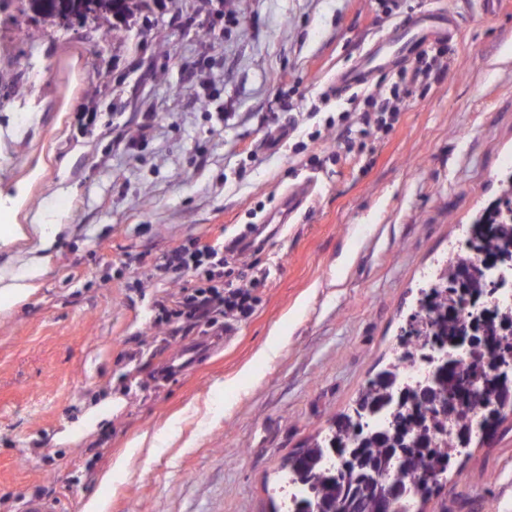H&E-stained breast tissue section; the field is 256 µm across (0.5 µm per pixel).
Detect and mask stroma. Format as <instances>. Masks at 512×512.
Here are the masks:
<instances>
[{
	"label": "stroma",
	"mask_w": 512,
	"mask_h": 512,
	"mask_svg": "<svg viewBox=\"0 0 512 512\" xmlns=\"http://www.w3.org/2000/svg\"><path fill=\"white\" fill-rule=\"evenodd\" d=\"M433 9L459 26L431 43L443 74L333 157L363 115L326 87ZM128 24L105 40L0 0V276L45 268L0 309V512L41 487L60 512H283L284 465L393 362L421 288L512 175V0H158ZM303 183L262 251L224 255L265 273L252 313L169 335L159 303L191 281L155 274L173 244L232 241ZM187 348L197 364L169 369ZM143 433L155 447L113 476ZM420 512H512V411Z\"/></svg>",
	"instance_id": "stroma-1"
}]
</instances>
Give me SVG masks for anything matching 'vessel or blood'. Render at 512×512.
I'll return each instance as SVG.
<instances>
[{
  "label": "vessel or blood",
  "mask_w": 512,
  "mask_h": 512,
  "mask_svg": "<svg viewBox=\"0 0 512 512\" xmlns=\"http://www.w3.org/2000/svg\"><path fill=\"white\" fill-rule=\"evenodd\" d=\"M453 25L447 15L429 12L413 21L396 24L383 39L375 41L360 56L356 66L337 74L330 84V93L342 94L368 84L374 75L385 66L399 63L422 51L429 38L452 34ZM308 187L300 186L289 191L273 214L275 224L285 223L292 213L306 200Z\"/></svg>",
  "instance_id": "vessel-or-blood-1"
}]
</instances>
